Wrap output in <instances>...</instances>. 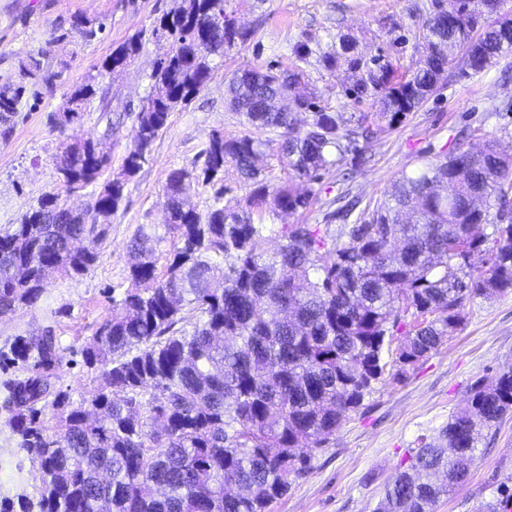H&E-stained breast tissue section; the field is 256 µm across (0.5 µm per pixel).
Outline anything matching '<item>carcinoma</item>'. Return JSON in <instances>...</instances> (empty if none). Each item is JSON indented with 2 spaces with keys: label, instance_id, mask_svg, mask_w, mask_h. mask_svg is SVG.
<instances>
[{
  "label": "carcinoma",
  "instance_id": "carcinoma-1",
  "mask_svg": "<svg viewBox=\"0 0 512 512\" xmlns=\"http://www.w3.org/2000/svg\"><path fill=\"white\" fill-rule=\"evenodd\" d=\"M451 2L456 15L439 4L425 20L422 55L407 78L366 59L351 38L319 52L326 69L344 62L359 73L356 99L382 95L376 124L365 113L351 124L341 112L290 96L315 52L307 40L295 44L294 66L230 79V107L246 131L212 135L200 171L168 174L165 232L140 225L129 248L131 286L112 298V315L84 346V362L97 373L91 396L74 400L57 387L64 352L50 326L40 336L16 337L10 354L0 352L3 362L30 372L6 383L8 424L42 472L40 499L22 504L23 512H98L102 500L110 512H267L385 375L402 378L406 366L461 328L468 300L512 291V158L491 144L402 176L382 203L351 223L277 231L254 223L269 208H309L312 191L294 180L315 181L360 153V143L400 122L449 69L477 75L512 52V24L495 21L469 41L502 0ZM227 6L179 0L104 60L106 72L124 69L143 42L166 44L121 172L74 212L63 196L96 183L112 158L95 144L68 146L56 165L58 190L0 230L1 315L37 303L48 273L73 277L96 263L128 178L171 112L213 78L210 56L253 38L234 26ZM19 71V82L0 85L5 138L27 87L51 76L34 57ZM95 98L109 105L99 76L91 75L50 123L64 129ZM267 149L288 167V181L262 176L256 162ZM229 163L251 186L232 206L221 187ZM200 186L211 187L212 204L204 212L183 208ZM273 231L280 238L274 249ZM167 241L172 259L160 272ZM511 411L508 364L492 381L476 383L448 424L421 441L410 467L385 485L376 512H434L469 476L484 430ZM511 504L512 490L504 487L478 512H508Z\"/></svg>",
  "mask_w": 512,
  "mask_h": 512
}]
</instances>
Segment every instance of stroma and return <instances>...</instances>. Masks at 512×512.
<instances>
[{"label": "stroma", "instance_id": "35a3bbf8", "mask_svg": "<svg viewBox=\"0 0 512 512\" xmlns=\"http://www.w3.org/2000/svg\"><path fill=\"white\" fill-rule=\"evenodd\" d=\"M433 0H231L246 28L255 32L246 46L214 56L213 79L192 100L171 113L167 128L152 146L147 162L130 177L124 199L96 263L83 275L54 276L35 306L0 315V350L14 337L40 335L53 326L65 358L59 384L72 398L91 395L95 373L84 366L81 350L112 313L113 296L129 286L127 247L139 225L164 226L166 178L171 170L199 167L212 134H239L242 127L228 106L226 85L234 72L254 66L285 68L294 61L296 41L309 39L334 48L352 37L359 52L379 57L399 73L417 67L416 50ZM175 0H0V84L19 79V63L46 56L59 70L49 84L25 96L8 139H0V228L18 223L29 207L57 186L56 159L66 145L103 138L100 103H92L78 122L57 131L47 116L59 111L71 86L97 73L102 61L141 29L173 8ZM78 19L101 21L105 31L80 42L75 53L56 58L49 44L59 30ZM161 43H144L130 66L102 79L113 111L126 119L107 146L112 169L120 171L134 147L135 122L128 110L138 108L151 92ZM300 94L336 112L375 113L378 103L355 100L353 74L341 67L330 72L317 57L304 63ZM512 54L499 57L484 72L451 74L440 81L414 111L390 131L365 146V159L347 158L345 171H331L312 183L308 209L264 223L319 224L342 197L376 204L394 180L422 163L463 151L475 152L486 140L512 155ZM104 139V138H103ZM461 329L436 351L406 366L401 380L379 383L357 412L350 414L319 449L309 472L292 484L270 512H375L383 488L406 470L421 438L431 437L463 407L477 380L491 381L512 363V294L468 302ZM512 477V413L485 434L471 473L435 512H476L501 483ZM41 471L33 455L18 448L17 438L0 410V512H22L37 501Z\"/></svg>", "mask_w": 512, "mask_h": 512}]
</instances>
